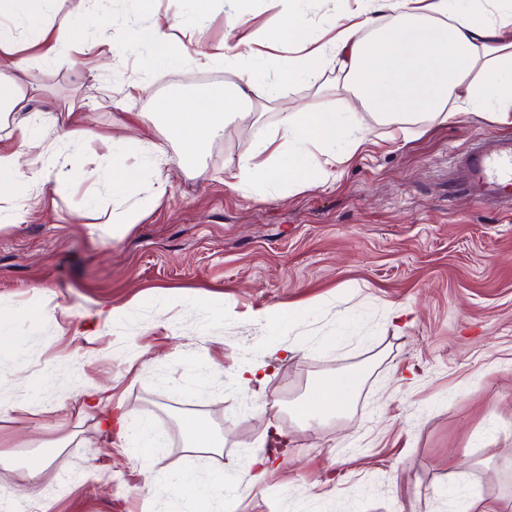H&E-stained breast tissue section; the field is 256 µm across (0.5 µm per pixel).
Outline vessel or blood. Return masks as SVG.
I'll return each mask as SVG.
<instances>
[{
  "label": "vessel or blood",
  "instance_id": "vessel-or-blood-1",
  "mask_svg": "<svg viewBox=\"0 0 512 512\" xmlns=\"http://www.w3.org/2000/svg\"><path fill=\"white\" fill-rule=\"evenodd\" d=\"M454 181L479 203L512 205V137L490 136L475 144Z\"/></svg>",
  "mask_w": 512,
  "mask_h": 512
}]
</instances>
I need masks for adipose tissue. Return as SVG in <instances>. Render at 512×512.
I'll use <instances>...</instances> for the list:
<instances>
[{
  "label": "adipose tissue",
  "mask_w": 512,
  "mask_h": 512,
  "mask_svg": "<svg viewBox=\"0 0 512 512\" xmlns=\"http://www.w3.org/2000/svg\"><path fill=\"white\" fill-rule=\"evenodd\" d=\"M55 0H0V126L12 145L0 144V224L17 225L27 215L19 179L57 192L65 183L73 132L58 123L55 113L33 112L18 74L32 58L55 63L68 58L73 47L68 17H59ZM199 22L196 52L207 64L235 48L250 46L247 30L252 0H235V15L225 48L209 44L205 20L211 0H192ZM281 22L271 41L288 50L285 81L317 85L328 66H335L342 87L361 108L382 123L407 128L425 120L453 121L462 112H483L496 123L512 125V0H359L352 15L337 16L336 33L314 42L298 9L299 0H282ZM179 14L155 19L150 30H132L127 42L150 50L144 61L154 79H162L172 62L174 30ZM276 85L253 79L242 70L235 92H217L208 102L170 98L162 102L168 139L187 155L203 153L221 135L224 119H247L251 104L276 101ZM281 122L266 140L248 145L224 181L237 189L261 192L271 182L270 163L279 160L288 171V187L304 190L336 176L337 163L349 160L368 137L367 128L342 120L333 112L281 105ZM57 128L52 147H44L40 131ZM360 378L354 373L330 375L318 382L299 406L303 419L346 415ZM229 477L217 472L200 480L184 476L167 483L168 495L185 497L186 512H213L217 498L232 492Z\"/></svg>",
  "instance_id": "adipose-tissue-1"
}]
</instances>
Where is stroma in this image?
<instances>
[{"label":"stroma","mask_w":512,"mask_h":512,"mask_svg":"<svg viewBox=\"0 0 512 512\" xmlns=\"http://www.w3.org/2000/svg\"><path fill=\"white\" fill-rule=\"evenodd\" d=\"M192 8L112 0L109 12L72 18L75 64L34 61L20 75L31 110L81 121L69 184L50 196L30 189L26 220L0 229V512L19 500L30 512H182L168 478L221 469L247 485L252 453L276 436L266 487L231 512H455L456 485L512 512V210L452 181L478 140L512 137V126L467 112L397 136L337 89L335 70L318 93L277 82L280 61L251 59L282 103L354 115L371 135L333 181L292 192L276 166L264 198L248 195L225 185L224 170L277 127L278 108L227 120L190 160L159 108L238 84L237 65L198 63L187 22L166 76L143 91L126 83L143 54L124 45L128 31ZM104 35L120 48L101 68L85 50ZM156 145L166 192L110 237L113 217L153 185L146 175L113 197L107 150L131 165ZM267 310L279 321L256 320ZM194 360L210 371L188 378ZM244 361L265 362L263 385L236 382ZM349 371L361 384L347 415L294 420V401ZM99 388L108 400L89 406ZM118 405L149 420L150 452L105 432ZM186 415L203 419L220 452L189 458ZM34 455L55 456L53 479L26 477Z\"/></svg>","instance_id":"35a3bbf8"}]
</instances>
